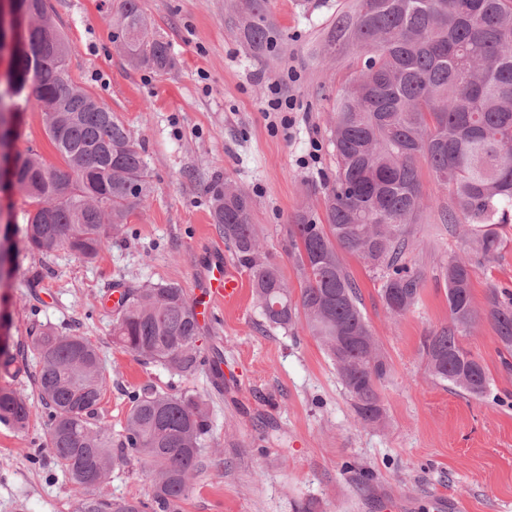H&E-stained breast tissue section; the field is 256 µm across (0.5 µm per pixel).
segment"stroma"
<instances>
[{
  "label": "stroma",
  "mask_w": 512,
  "mask_h": 512,
  "mask_svg": "<svg viewBox=\"0 0 512 512\" xmlns=\"http://www.w3.org/2000/svg\"><path fill=\"white\" fill-rule=\"evenodd\" d=\"M71 45L70 71L138 139L154 194L137 209L124 235L107 240L89 262L68 251L21 252L10 279L0 282V314L18 372L13 388L27 394L25 429L0 423V512H77L61 466L46 447L49 411L34 377L29 346L35 330L87 337L99 349L107 386L99 419L120 432L130 391L151 385L206 403L211 430L201 468L182 512H512V366L495 335L479 322L463 344L493 379L496 400L472 398L432 379L420 341L448 323L441 268L467 251L461 232L448 231L438 203L447 201L430 172L421 185L427 207L416 226L411 262L425 287L418 307L394 319L381 283L355 257L343 261L360 286L363 311L391 364L380 395L385 424L362 427L336 369L304 329L287 333L264 323L251 286L239 304L202 325V356L224 355V388L207 368L179 377L143 364L112 342L115 311L106 304L119 285L176 283L200 303V275L212 254L236 266L233 248L211 216V187L232 180L254 202L252 222L264 256L291 289L300 277L288 254L287 228L297 211L323 215L310 185L334 175L326 145L336 99L350 74L349 59L321 63L317 53L329 24L351 0H270L285 34V51L257 62L227 23L224 0H142L155 28L171 44L173 69L131 64L112 41L113 0H50ZM281 84L299 108L290 127L265 111L269 88ZM317 156H310L311 143ZM13 147L37 150L55 166L60 155L37 108L21 118ZM504 247L476 268L473 300L483 308L490 286L512 288V224ZM142 463L113 472L112 497L147 499Z\"/></svg>",
  "instance_id": "35a3bbf8"
}]
</instances>
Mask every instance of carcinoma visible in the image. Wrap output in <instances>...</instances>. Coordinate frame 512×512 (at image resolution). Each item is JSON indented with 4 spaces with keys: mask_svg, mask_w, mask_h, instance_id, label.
<instances>
[{
    "mask_svg": "<svg viewBox=\"0 0 512 512\" xmlns=\"http://www.w3.org/2000/svg\"><path fill=\"white\" fill-rule=\"evenodd\" d=\"M30 2L39 24L12 57L10 90L0 93V141L11 147L21 104L32 103L65 167L47 163L32 148L5 156L34 210L23 225L6 224L4 238L21 237L32 253L66 249L91 261L107 238L124 231L153 186L124 122L70 76V44L48 0ZM228 14L253 57L279 53L282 34L269 0H229ZM112 37L138 65L174 66L170 45L152 27L142 0H117ZM338 55L351 57L352 73L329 130L336 172L323 183L326 223L302 210L288 225L301 278L298 297L278 267L263 260L252 199L227 178L213 188V223L249 271L264 321L272 328H305L336 366L357 421L376 427L385 418L379 384L391 365L340 253L355 256L379 278L391 316L419 305L424 273L408 254L426 207L420 182V163H426L449 190L443 221L448 230L464 232L470 253L441 267L449 322L422 337L421 352L434 379L488 399L491 378L461 339L482 317L500 354H512V290L491 286L481 314L472 296L476 265L503 246L497 227L512 224V0H354L336 17L320 51L323 62ZM120 295L113 342L145 364L195 373L202 365L201 326L185 290L152 284L127 286ZM32 350L39 359L37 386L50 409L49 447L78 512H180L210 429L204 403L143 387L128 396L125 426L114 436L99 421L106 376L97 348L82 336L45 328L32 339ZM29 415L24 392L0 387V422L21 430ZM133 458L150 473L149 499L104 492L110 473Z\"/></svg>",
    "mask_w": 512,
    "mask_h": 512,
    "instance_id": "obj_1",
    "label": "carcinoma"
}]
</instances>
